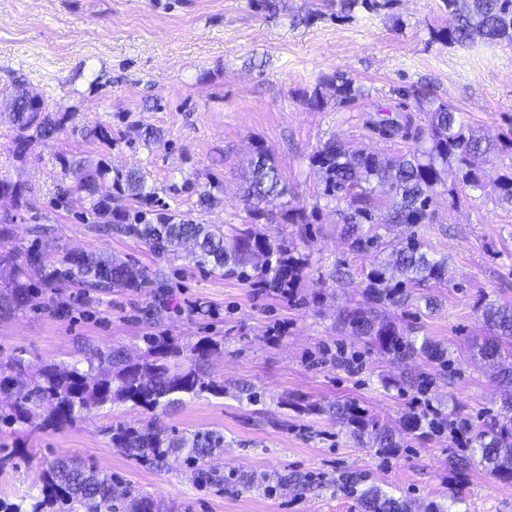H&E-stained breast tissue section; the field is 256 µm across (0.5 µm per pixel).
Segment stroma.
<instances>
[{
	"label": "stroma",
	"mask_w": 512,
	"mask_h": 512,
	"mask_svg": "<svg viewBox=\"0 0 512 512\" xmlns=\"http://www.w3.org/2000/svg\"><path fill=\"white\" fill-rule=\"evenodd\" d=\"M0 0V103L17 84L43 94L51 111L70 119L52 140L18 152V131L0 121V178L24 197H0V221L11 224L6 247L24 250L42 228L58 250L107 252L148 267L153 284L92 293L35 285L26 307L0 317V363L21 359L28 374L72 363L92 346L143 352L144 337L167 335L192 344L221 341L208 372L224 394L191 398L174 410L146 412L131 404L104 407L57 428L41 419L0 426V512L37 493L47 465L71 456L110 474L121 489L147 495L175 512H362L339 480L362 476L411 503L413 512L448 502L450 433L407 439L391 457L358 444L328 411L353 402L391 427L415 408L449 413L466 407L471 426L506 419L504 389L470 357L488 331L478 306L512 305V206L476 193L452 204L438 187L429 223L417 233L447 257L441 281L406 291L392 308L411 336L448 347V369L423 360L403 364L381 355L338 323L340 311L366 303L374 252L353 251L336 216L339 202L320 198L310 158L335 139L384 155L407 153L410 140L373 131L371 116L409 109L426 125L430 101L449 103L480 135L497 142L480 165L490 176L512 172V46L461 47L433 38L447 26L442 0H376L374 9L343 13L340 0ZM343 75L362 89L342 102L328 82ZM322 93L323 104L313 102ZM104 125L111 145L84 138ZM151 128L158 143L135 138ZM272 153L288 184V207L310 214L252 220L243 176L257 147ZM103 160L138 169L156 196L113 193V207L147 216L169 213L199 224L254 229L307 265L294 298L257 280L197 268L186 254L159 256L139 241L107 233L101 219L60 202L73 186L61 157ZM223 186L213 204L200 196ZM426 372L427 385L399 380ZM168 429L218 428L224 465L218 480L180 461L159 468L112 446L117 423ZM295 483L281 484L282 476ZM468 512H512V483L482 468L467 475Z\"/></svg>",
	"instance_id": "obj_1"
}]
</instances>
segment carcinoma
<instances>
[{"instance_id": "1", "label": "carcinoma", "mask_w": 512, "mask_h": 512, "mask_svg": "<svg viewBox=\"0 0 512 512\" xmlns=\"http://www.w3.org/2000/svg\"><path fill=\"white\" fill-rule=\"evenodd\" d=\"M448 12V27L435 36L448 43L467 44L481 41L512 46V0H443ZM336 97L352 100L361 94L350 78H336ZM8 115L20 132L18 145L49 140L69 119L67 112L47 111L44 97L22 85L14 87L7 101ZM372 129L388 139L400 137L418 143L415 150L387 157L368 149H349L334 141L326 143L311 157V165L320 173L322 195L330 200L345 201L340 211L344 234L357 251L376 250L385 255L368 274L367 291L378 308L397 307L403 286H423L443 278L448 259H437L428 252L425 242L414 231L429 222L448 165L456 167L459 185L449 190L452 202L460 194L483 190L492 185L498 198L512 205V173L492 178L477 163L478 157L491 149L476 136L462 113L444 102L428 113V125L416 124L413 114L402 112L393 118L371 122ZM244 176L243 198L251 218L274 219L278 202L288 194L270 152L262 146ZM62 169L79 175L72 187L70 202L86 212L107 220L111 230L129 234L151 252L176 255L192 244L190 256L200 268L227 270L245 279L252 267L266 287L280 293L295 290L306 266V259L294 255L250 229L231 228L224 232L219 224H195L191 221L159 214L149 220L142 215L112 208V196L101 193L109 181L125 188L134 198L151 197L155 188L144 174L122 172L99 161L73 155L61 159ZM403 226L408 233L396 240H383L380 229ZM404 280L393 282L394 273ZM42 281L54 289L73 283L89 291L105 292L120 288H145L152 274L145 266H136L108 253L54 252L36 237L25 252L0 248V315L22 309L29 301L30 286ZM481 317L493 336L476 347L474 355L492 366L501 353L512 347V307L485 303ZM341 321L356 336L368 338L377 349L395 360L422 358L441 368L451 365V352L428 338L408 336L395 322L371 309L346 311ZM146 349L133 359L123 351L91 347L84 352L86 368L49 363L29 383L19 379L21 365L12 363V373L0 378V391L9 395L0 408V422L28 424L40 412L52 426L71 423L105 406L130 402L145 411L163 410L204 393L224 395V384L204 372V363L222 349L223 343L202 338L183 345L172 336H145ZM328 411L351 429L359 439H368L381 455H393L403 438L443 433L455 422H468L464 406L453 405L448 416L427 407L411 412L395 430L369 415L352 402L335 403ZM112 447L135 458H143L164 467L172 456H181L186 465L219 463L224 454V433L216 430L176 432L153 425L119 423L112 428ZM474 465L484 467L495 479L512 482V429L496 419L483 423L469 438L468 446L457 451L448 449V467L454 485L448 488V507L465 503L462 484ZM358 496L363 512H410L407 501L396 498L382 488L371 485L357 488L359 482L346 477ZM158 512L149 498L125 492L117 495L112 476L85 466L72 458H60L43 471L42 486L13 507L12 512Z\"/></svg>"}]
</instances>
